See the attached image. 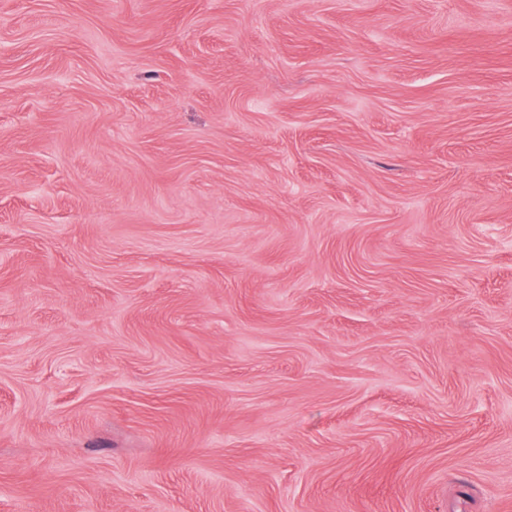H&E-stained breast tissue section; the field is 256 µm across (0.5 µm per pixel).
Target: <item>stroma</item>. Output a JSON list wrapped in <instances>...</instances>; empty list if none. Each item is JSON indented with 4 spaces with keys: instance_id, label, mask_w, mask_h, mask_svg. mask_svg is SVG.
<instances>
[{
    "instance_id": "35a3bbf8",
    "label": "stroma",
    "mask_w": 512,
    "mask_h": 512,
    "mask_svg": "<svg viewBox=\"0 0 512 512\" xmlns=\"http://www.w3.org/2000/svg\"><path fill=\"white\" fill-rule=\"evenodd\" d=\"M0 512H512V0H0Z\"/></svg>"
}]
</instances>
